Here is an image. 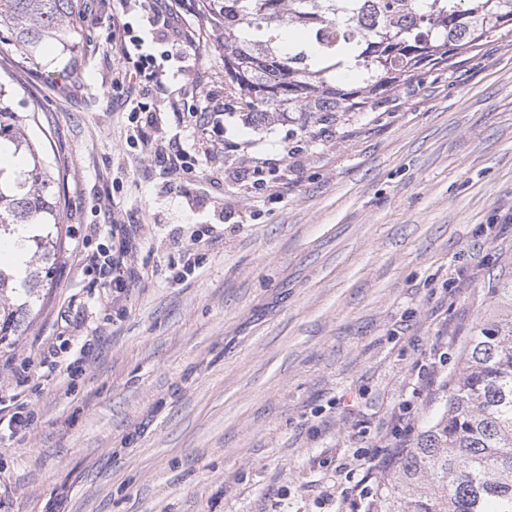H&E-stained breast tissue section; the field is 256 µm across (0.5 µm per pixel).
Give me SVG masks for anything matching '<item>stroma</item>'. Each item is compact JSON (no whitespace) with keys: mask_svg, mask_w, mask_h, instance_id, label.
Listing matches in <instances>:
<instances>
[{"mask_svg":"<svg viewBox=\"0 0 512 512\" xmlns=\"http://www.w3.org/2000/svg\"><path fill=\"white\" fill-rule=\"evenodd\" d=\"M141 13L93 0L33 61L0 42L14 110L65 166L55 278L0 342V403L30 412L0 438V512H334L359 458L440 409L434 375L512 278V34L304 128L225 111L224 58L196 46L133 124L113 35L167 43ZM196 85L223 114L205 130ZM174 139L192 173L156 157ZM122 246L118 296L90 259Z\"/></svg>","mask_w":512,"mask_h":512,"instance_id":"stroma-1","label":"stroma"}]
</instances>
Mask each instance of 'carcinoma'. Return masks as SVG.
<instances>
[{
	"label": "carcinoma",
	"instance_id": "1",
	"mask_svg": "<svg viewBox=\"0 0 512 512\" xmlns=\"http://www.w3.org/2000/svg\"><path fill=\"white\" fill-rule=\"evenodd\" d=\"M78 0H0V24L27 53L76 31ZM203 47L222 33L224 94L253 123L297 113L356 112L427 67L448 63L504 31L512 0H201ZM306 30L299 41L282 29ZM363 86L334 84L342 73ZM0 88V151L25 167L0 165V240L20 263L0 261V342L21 331L61 251L62 167ZM504 318L480 321L462 343L441 411L389 458L363 512H512V280L492 288Z\"/></svg>",
	"mask_w": 512,
	"mask_h": 512
}]
</instances>
